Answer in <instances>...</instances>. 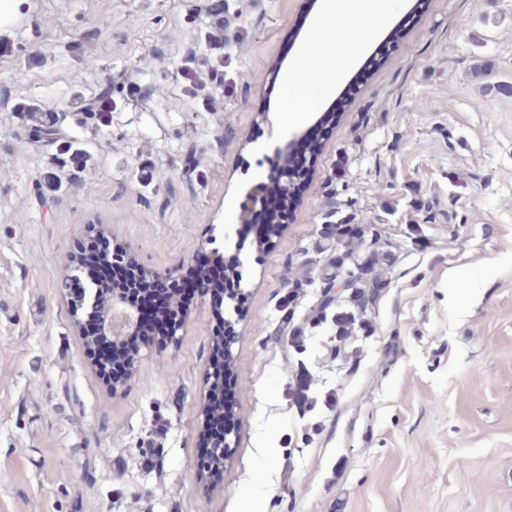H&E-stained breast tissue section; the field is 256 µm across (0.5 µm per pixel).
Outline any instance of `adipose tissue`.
<instances>
[{"instance_id": "ef3b65f1", "label": "adipose tissue", "mask_w": 512, "mask_h": 512, "mask_svg": "<svg viewBox=\"0 0 512 512\" xmlns=\"http://www.w3.org/2000/svg\"><path fill=\"white\" fill-rule=\"evenodd\" d=\"M326 10L334 29L329 34L316 32L296 63L284 92L288 111H306L312 98L330 92L329 72L360 52L364 32L383 22L389 4L387 0H328Z\"/></svg>"}]
</instances>
